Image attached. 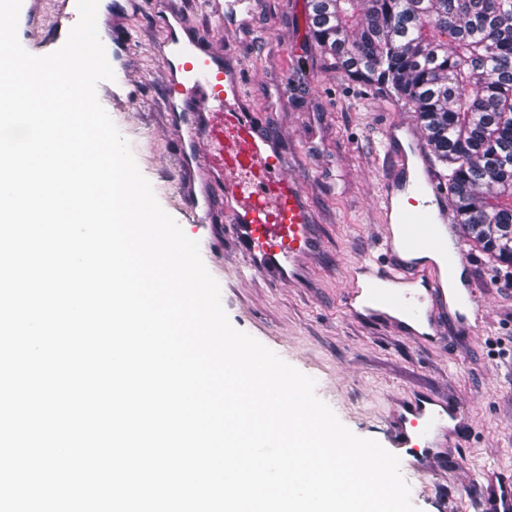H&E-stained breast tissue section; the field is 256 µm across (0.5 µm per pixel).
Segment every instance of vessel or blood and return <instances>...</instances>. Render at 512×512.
<instances>
[{
    "label": "vessel or blood",
    "instance_id": "vessel-or-blood-1",
    "mask_svg": "<svg viewBox=\"0 0 512 512\" xmlns=\"http://www.w3.org/2000/svg\"><path fill=\"white\" fill-rule=\"evenodd\" d=\"M25 25L21 45L39 55L63 45L77 23L76 0H22L19 13ZM168 53L161 66L166 78L173 123L186 130L181 143L184 158L205 157V170L224 186L225 215L245 242L249 266L261 274L293 279L300 262L316 246L313 214L298 184L286 174L276 140L261 129L244 100L240 69L224 63V51L210 44L185 47L178 27L166 23ZM113 69L121 70L120 90L111 82L97 90L116 104L134 101L138 85L127 75L126 51L107 50ZM392 163L381 198L386 225L381 241L384 261L355 265L344 306L350 312L396 313L395 325L419 340L437 336L443 321L468 329L481 325L480 309L470 307L469 291L451 292L447 275L466 268L462 244L456 239L446 193L425 169L422 142L410 139L406 148L391 150ZM437 252L441 262L425 260ZM455 404L431 395L412 399L393 417L396 447L430 453L446 449ZM483 512H512V476L487 472Z\"/></svg>",
    "mask_w": 512,
    "mask_h": 512
}]
</instances>
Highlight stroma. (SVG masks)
I'll return each instance as SVG.
<instances>
[{
    "instance_id": "35a3bbf8",
    "label": "stroma",
    "mask_w": 512,
    "mask_h": 512,
    "mask_svg": "<svg viewBox=\"0 0 512 512\" xmlns=\"http://www.w3.org/2000/svg\"><path fill=\"white\" fill-rule=\"evenodd\" d=\"M181 14L195 40L224 48L241 64L244 95L260 126L277 136L288 176L315 217L318 250L296 280L250 270L246 248L224 221V191L183 162L168 112L161 64L164 14ZM239 26H225L209 0H151L117 21L138 98L102 106L129 142L163 209L189 238L207 237L201 257L221 288L231 324L316 381L317 397L355 435L391 446V417L420 393L454 401L453 445L416 457L395 450L419 512H477L487 471L512 472V271L465 242L467 277L481 328L445 325L422 343L385 319L342 305L348 272L377 254L383 131L416 128L414 113L383 89L347 78L313 39L309 0H255ZM204 200L200 222L189 208Z\"/></svg>"
}]
</instances>
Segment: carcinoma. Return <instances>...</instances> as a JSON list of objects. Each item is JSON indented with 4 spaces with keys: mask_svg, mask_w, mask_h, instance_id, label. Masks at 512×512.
Here are the masks:
<instances>
[{
    "mask_svg": "<svg viewBox=\"0 0 512 512\" xmlns=\"http://www.w3.org/2000/svg\"><path fill=\"white\" fill-rule=\"evenodd\" d=\"M320 48L416 114L465 236L512 267V0H310Z\"/></svg>",
    "mask_w": 512,
    "mask_h": 512,
    "instance_id": "1",
    "label": "carcinoma"
}]
</instances>
